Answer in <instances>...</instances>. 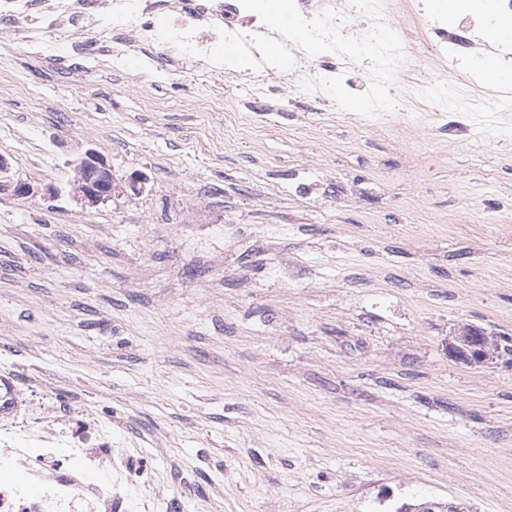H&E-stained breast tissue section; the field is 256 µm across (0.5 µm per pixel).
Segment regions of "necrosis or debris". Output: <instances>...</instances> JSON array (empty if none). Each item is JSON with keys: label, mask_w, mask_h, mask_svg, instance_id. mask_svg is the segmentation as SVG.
Segmentation results:
<instances>
[{"label": "necrosis or debris", "mask_w": 512, "mask_h": 512, "mask_svg": "<svg viewBox=\"0 0 512 512\" xmlns=\"http://www.w3.org/2000/svg\"><path fill=\"white\" fill-rule=\"evenodd\" d=\"M158 0H0V14L21 21L43 54L62 49L50 41L49 27L66 26L75 44H83L81 21L97 19L96 60L99 66L138 57L144 46H160L171 56H191L200 77L224 75L225 68L207 55L219 41V30L256 35L265 26L239 0H176L157 25ZM305 18L332 8L344 14V34L365 33L372 21L350 0H296ZM512 16V0H462L453 15L430 8L429 0H382V18L399 36H412L404 46L400 74L418 71L429 56L444 71H459L478 83L485 56L512 72V39L497 32L498 18ZM46 385L23 376L17 368L0 370V512H151L158 498L148 478L145 458L113 447L112 428L100 418L66 407L47 395ZM147 494L130 501L128 490Z\"/></svg>", "instance_id": "necrosis-or-debris-1"}]
</instances>
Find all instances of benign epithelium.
Segmentation results:
<instances>
[{"instance_id":"benign-epithelium-1","label":"benign epithelium","mask_w":512,"mask_h":512,"mask_svg":"<svg viewBox=\"0 0 512 512\" xmlns=\"http://www.w3.org/2000/svg\"><path fill=\"white\" fill-rule=\"evenodd\" d=\"M77 177L71 193L85 209H95L127 191L138 193L144 189L145 181L133 173L128 178H117L112 166L95 149L86 150L76 162ZM0 193H8L17 199H25L36 193L33 185L23 180H15L9 175V163L0 155ZM448 354L470 365H485L497 354L490 338L470 333L466 327L448 340Z\"/></svg>"}]
</instances>
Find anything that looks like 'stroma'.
Instances as JSON below:
<instances>
[{
	"label": "stroma",
	"mask_w": 512,
	"mask_h": 512,
	"mask_svg": "<svg viewBox=\"0 0 512 512\" xmlns=\"http://www.w3.org/2000/svg\"><path fill=\"white\" fill-rule=\"evenodd\" d=\"M329 112L274 71H108L0 19V368L150 463L156 512H512V112ZM89 148L143 193L71 197ZM493 363L448 355L464 326ZM9 163L0 155V193H8L17 199L33 196L37 191L34 186L23 180H14L9 175Z\"/></svg>",
	"instance_id": "obj_1"
}]
</instances>
